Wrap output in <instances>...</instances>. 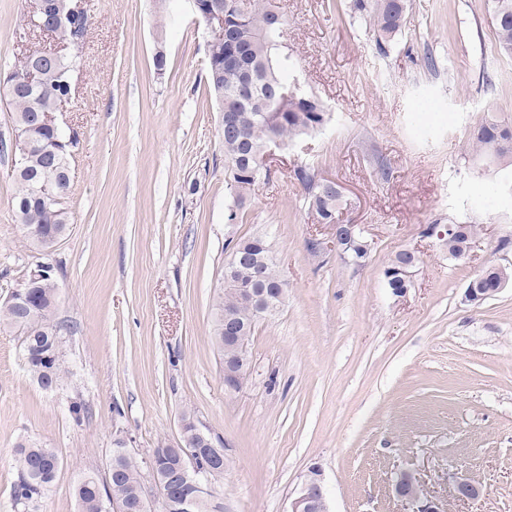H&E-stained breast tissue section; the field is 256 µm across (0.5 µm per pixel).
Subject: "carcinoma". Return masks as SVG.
I'll list each match as a JSON object with an SVG mask.
<instances>
[{
    "mask_svg": "<svg viewBox=\"0 0 512 512\" xmlns=\"http://www.w3.org/2000/svg\"><path fill=\"white\" fill-rule=\"evenodd\" d=\"M494 13L500 16L495 26L496 42L499 50L512 56V0H493ZM356 5L364 11L370 24L381 40L389 42L405 28L409 0H356ZM274 5L271 0H249L248 13L244 17V27L252 44L251 59L259 71L256 96L263 99L274 86L288 97L281 101L263 103L262 115L248 127L247 141L224 139V161L230 164L242 161V175L234 182L226 183V189L233 199L227 221L236 224L240 219L245 200L261 183L262 178H254L244 162L249 148H258L275 137L290 143L321 129L328 119L321 102L313 97L292 91L290 67L291 56L278 51L280 29L271 22ZM44 76L34 86L18 83L12 101L14 128L20 130L33 124L38 112H49L58 107L72 93V85L64 81L59 69L48 61L43 63ZM207 94L219 100V86H224V97L232 96L237 83V75L224 70V42L211 41L206 58ZM30 157L19 167L14 176L16 193L14 209L25 230L32 249L46 252L54 246L55 238L66 234L68 216L62 203L47 204L36 192L37 183L46 178L59 184L60 195L69 188V159L56 156L54 144L56 133L51 130L31 129ZM469 155L489 164L512 166V123L489 117L477 126L468 142ZM297 180L303 185L307 203L316 217L327 224H341L342 199L334 194L318 196L314 188V176L306 168L295 171ZM244 248H255L252 252L253 264L262 268L264 281L273 283L281 278L273 243L265 234H256L239 239ZM58 288L51 281L29 292V298L38 300V310L30 314L22 304L0 307V324L17 327L23 332V355L28 371L44 387L58 386L66 369L63 361V336L61 328L54 322ZM236 316L247 322L250 319L248 305L240 297L237 288L219 286L213 318L212 340L219 355H224V314ZM202 438L194 427L186 434V446L197 450L189 466V478L182 473V460L176 448L159 446L156 448L158 472L165 478L177 476L182 479V491L177 497L159 503L158 512H224L221 503L198 502L190 510L185 503L195 497L193 485L195 472H203L212 464V455L224 453V448H202ZM58 456L52 448H44L36 443H21L14 452L16 477L11 486V497L15 507L22 512H39L41 502L50 491L59 467L53 464ZM113 475L104 480L94 472L81 475L74 486V497L79 512H111L112 500L123 501L132 512H151L150 506L141 505L143 490V467L126 453L112 456Z\"/></svg>",
    "mask_w": 512,
    "mask_h": 512,
    "instance_id": "carcinoma-1",
    "label": "carcinoma"
}]
</instances>
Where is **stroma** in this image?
Returning a JSON list of instances; mask_svg holds the SVG:
<instances>
[{"instance_id": "stroma-1", "label": "stroma", "mask_w": 512, "mask_h": 512, "mask_svg": "<svg viewBox=\"0 0 512 512\" xmlns=\"http://www.w3.org/2000/svg\"><path fill=\"white\" fill-rule=\"evenodd\" d=\"M276 4L294 84L330 120L276 151L270 180L231 225L205 24L185 0L164 14L155 0H87L75 93L59 117L80 140L62 199L68 231L50 257L67 375L42 388L20 330L0 326V512H15L17 444L60 459L41 512H78L77 477L105 473L116 439L143 459L179 443L186 411L224 440L231 463L214 486L230 512H288L312 466L330 512H412L391 491L401 472L442 512H512V287L478 305L465 298L479 272L512 266V172L466 152L487 116L512 122V57L497 50L492 0H410L405 29L383 47L354 0ZM29 10L0 0V304L40 259L12 207L4 82L50 45L30 31ZM422 99L455 123L416 135ZM301 166L342 186L343 218L370 245L363 266L308 251L332 231L308 208ZM429 224L481 225V242L448 258L424 235ZM257 232L275 244L288 302L257 326L253 376L229 394L211 340L215 288L230 241ZM402 249L419 262L396 296L384 272ZM461 478L483 495L457 500Z\"/></svg>"}]
</instances>
